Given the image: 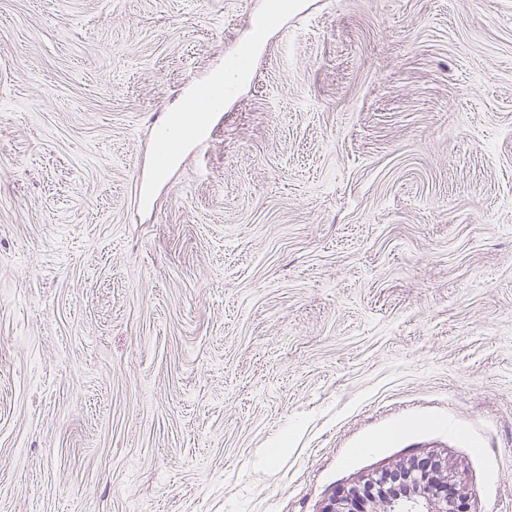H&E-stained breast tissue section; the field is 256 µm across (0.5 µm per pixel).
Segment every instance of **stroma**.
Listing matches in <instances>:
<instances>
[{
	"instance_id": "1",
	"label": "stroma",
	"mask_w": 512,
	"mask_h": 512,
	"mask_svg": "<svg viewBox=\"0 0 512 512\" xmlns=\"http://www.w3.org/2000/svg\"><path fill=\"white\" fill-rule=\"evenodd\" d=\"M267 7L0 0V512H512V0ZM185 112L187 120L178 119L173 132H159L161 156H166L174 143L202 147L222 125V112H202L193 102L188 103ZM446 472L447 467L436 456L414 458L403 469L394 473L384 472L378 479L369 481V484L382 487L379 501L372 510H357L360 509L356 505L362 495L359 488L352 487L337 499L334 497L323 512H456L455 497H448V487L442 491L435 486L436 481L447 477ZM398 476V488L385 491L383 486Z\"/></svg>"
}]
</instances>
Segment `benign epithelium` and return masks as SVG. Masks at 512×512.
I'll list each match as a JSON object with an SVG mask.
<instances>
[{
    "mask_svg": "<svg viewBox=\"0 0 512 512\" xmlns=\"http://www.w3.org/2000/svg\"><path fill=\"white\" fill-rule=\"evenodd\" d=\"M447 468L435 456L415 458L403 469L384 472L374 480L382 487L392 478H400V485L382 491L370 512H456L455 497L448 490L436 488V482L446 477ZM360 489L352 487L332 499L323 512H357Z\"/></svg>",
    "mask_w": 512,
    "mask_h": 512,
    "instance_id": "7a95c632",
    "label": "benign epithelium"
}]
</instances>
